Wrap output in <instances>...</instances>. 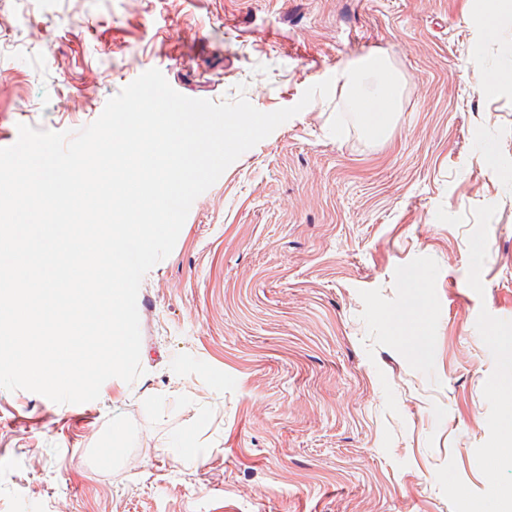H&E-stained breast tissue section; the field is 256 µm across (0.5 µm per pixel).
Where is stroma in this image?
<instances>
[{
	"label": "stroma",
	"instance_id": "35a3bbf8",
	"mask_svg": "<svg viewBox=\"0 0 512 512\" xmlns=\"http://www.w3.org/2000/svg\"><path fill=\"white\" fill-rule=\"evenodd\" d=\"M486 0H0V147L156 68L272 112L143 277L142 376L0 390V512H512V27ZM386 56L369 139L348 62ZM495 77L490 93L480 76ZM123 438L113 443L114 428ZM365 73L377 74L382 78V86L377 94L372 95L360 89V78ZM343 76L344 87L349 94L351 92L366 133L372 138L385 136L398 89L397 80L386 61L375 55L360 58L344 69Z\"/></svg>",
	"mask_w": 512,
	"mask_h": 512
}]
</instances>
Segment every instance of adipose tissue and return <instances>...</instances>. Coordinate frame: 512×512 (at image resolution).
<instances>
[{
  "instance_id": "1",
  "label": "adipose tissue",
  "mask_w": 512,
  "mask_h": 512,
  "mask_svg": "<svg viewBox=\"0 0 512 512\" xmlns=\"http://www.w3.org/2000/svg\"><path fill=\"white\" fill-rule=\"evenodd\" d=\"M344 86L350 92L366 133L385 136L398 84L386 61L370 55L351 62L343 71Z\"/></svg>"
}]
</instances>
